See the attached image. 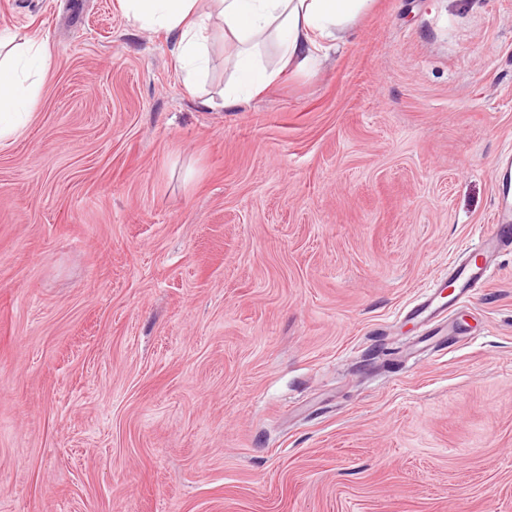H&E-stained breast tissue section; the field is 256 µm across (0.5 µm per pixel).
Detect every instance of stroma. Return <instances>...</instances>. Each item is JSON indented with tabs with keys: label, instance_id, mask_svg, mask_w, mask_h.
I'll return each mask as SVG.
<instances>
[{
	"label": "stroma",
	"instance_id": "1",
	"mask_svg": "<svg viewBox=\"0 0 512 512\" xmlns=\"http://www.w3.org/2000/svg\"><path fill=\"white\" fill-rule=\"evenodd\" d=\"M54 56L0 145V512H512V250L490 231L512 0H373L224 105L118 0H0ZM498 197L493 229L482 235L478 247H465L448 274L439 277L426 290L422 299L407 310L405 317L426 326L434 335L448 334L446 312L453 303L444 292L450 287L456 291L454 298L461 301L488 282L495 262L502 250L512 249V149L509 147L499 157L493 173ZM477 252V254H475ZM479 256V259L477 258Z\"/></svg>",
	"mask_w": 512,
	"mask_h": 512
}]
</instances>
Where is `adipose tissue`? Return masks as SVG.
Returning <instances> with one entry per match:
<instances>
[{"label":"adipose tissue","mask_w":512,"mask_h":512,"mask_svg":"<svg viewBox=\"0 0 512 512\" xmlns=\"http://www.w3.org/2000/svg\"><path fill=\"white\" fill-rule=\"evenodd\" d=\"M124 14L144 28L173 34L178 68L187 88L196 87L209 69V25L223 24L234 49L235 81L224 102L235 106L260 95L282 73L300 71L342 40L368 0H118ZM276 38L280 64L263 65L261 48ZM48 42L0 35V144L27 124L38 99L40 78L48 69Z\"/></svg>","instance_id":"ef3b65f1"}]
</instances>
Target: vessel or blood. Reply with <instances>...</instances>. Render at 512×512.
<instances>
[{"label": "vessel or blood", "mask_w": 512, "mask_h": 512, "mask_svg": "<svg viewBox=\"0 0 512 512\" xmlns=\"http://www.w3.org/2000/svg\"><path fill=\"white\" fill-rule=\"evenodd\" d=\"M493 181L498 204L491 232L481 237L477 248H463L447 274L433 282L422 299L406 312L407 318L418 321L435 333L448 331L447 314L451 303L445 301V291L454 289L456 300L465 299L486 285L501 251L512 249L511 148L500 155Z\"/></svg>", "instance_id": "1"}]
</instances>
